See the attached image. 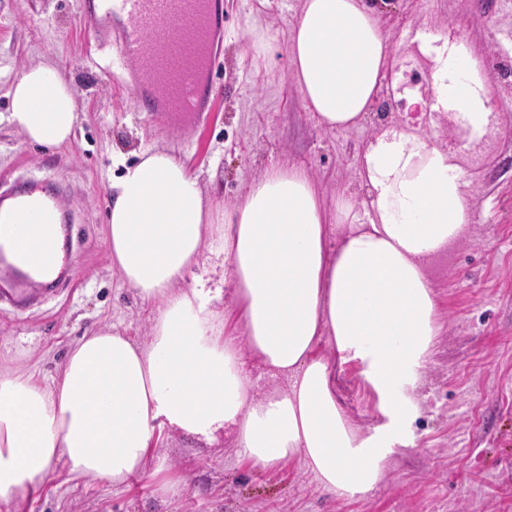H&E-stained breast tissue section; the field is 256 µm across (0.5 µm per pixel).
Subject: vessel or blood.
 <instances>
[{"label": "vessel or blood", "instance_id": "1", "mask_svg": "<svg viewBox=\"0 0 512 512\" xmlns=\"http://www.w3.org/2000/svg\"><path fill=\"white\" fill-rule=\"evenodd\" d=\"M81 14L92 27L90 40L113 50L112 64L160 129H167L178 101L189 104L193 122L213 109L212 71L216 49L224 38L222 0H81ZM57 196L37 190L0 202V253L11 251L15 270L48 274L63 258L47 239L37 250H20L16 242L32 225L59 223Z\"/></svg>", "mask_w": 512, "mask_h": 512}]
</instances>
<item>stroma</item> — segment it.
<instances>
[{"mask_svg": "<svg viewBox=\"0 0 512 512\" xmlns=\"http://www.w3.org/2000/svg\"><path fill=\"white\" fill-rule=\"evenodd\" d=\"M391 37L388 68L427 83L409 45L426 27L475 41L504 123L463 167L476 222L436 261L435 347L413 397L419 414L365 498L336 499L299 461L255 467L232 444L203 448L161 431L148 472L115 490L56 469L43 489L0 512H512V0H377ZM300 0H223L224 43L215 62L213 110L204 122L159 131L108 69L111 50L91 43L78 0H0V114L20 71L41 62L68 74L79 118L69 143L47 149L0 123V191L54 190L69 215L70 257L51 291L17 312L0 305V369L55 375L71 343L105 325L147 339L153 308L112 268L106 246L112 157L147 148L174 153L204 193L238 201L260 173L301 164L327 204L357 193L358 160L371 125L318 127L291 80L288 34ZM358 360L336 363L338 397L356 426L384 423L378 393Z\"/></svg>", "mask_w": 512, "mask_h": 512, "instance_id": "1", "label": "stroma"}]
</instances>
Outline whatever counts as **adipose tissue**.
Here are the masks:
<instances>
[{"label": "adipose tissue", "instance_id": "1", "mask_svg": "<svg viewBox=\"0 0 512 512\" xmlns=\"http://www.w3.org/2000/svg\"><path fill=\"white\" fill-rule=\"evenodd\" d=\"M390 38L371 0H302L289 38L294 85L319 125L366 123L382 88L448 116L461 147L421 135L414 119L382 123L359 156L362 198L327 208L301 166L265 170L239 202L204 195L173 153L146 149L113 177L106 243L112 266L154 313L147 340L111 327L73 342L56 376L0 371V504L27 499L56 468L120 487L148 469L157 429L214 446L230 439L254 466L299 459L339 499L364 498L417 417L410 395L435 344L427 264L475 222L459 150L501 119L485 63L443 28L419 34L431 97L388 73ZM78 120L64 71L41 63L12 84L10 126L34 144L68 143ZM224 279L199 275L207 257ZM236 305L243 335L215 307ZM327 342L359 360L385 424L361 431L336 393ZM288 387L254 391L244 354Z\"/></svg>", "mask_w": 512, "mask_h": 512}]
</instances>
